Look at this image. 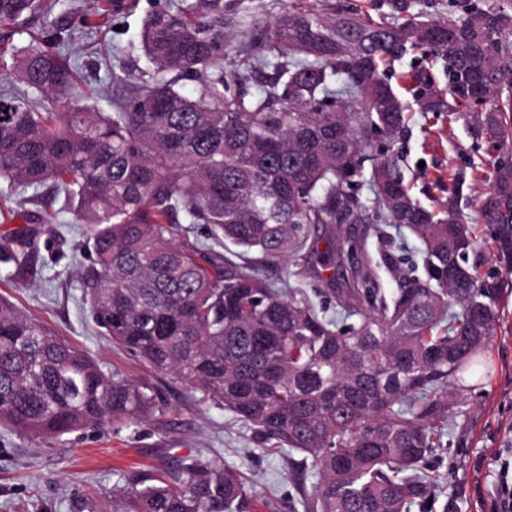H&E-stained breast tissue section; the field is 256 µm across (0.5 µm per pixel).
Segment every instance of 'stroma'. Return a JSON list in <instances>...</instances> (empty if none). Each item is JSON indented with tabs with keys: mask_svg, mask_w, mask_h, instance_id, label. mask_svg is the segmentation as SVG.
<instances>
[{
	"mask_svg": "<svg viewBox=\"0 0 512 512\" xmlns=\"http://www.w3.org/2000/svg\"><path fill=\"white\" fill-rule=\"evenodd\" d=\"M171 0H53L49 22L69 29L65 50L85 86L99 89L101 111L112 109L114 77H139L145 14ZM97 12L98 30L82 18ZM412 56L395 61L390 83L409 117L408 135L392 142L375 135L373 149L394 160L415 186L457 168L459 149L472 144L469 122H448L423 110L407 92ZM15 219L0 222V239L24 232L35 242L27 268L0 252V296L84 351L105 371L156 390L164 406L145 421L89 427L47 444L0 429V512H112L114 490L130 473L155 475L179 460L223 459L248 478L252 497L268 501V512H303V487L291 474L288 456L270 451L254 427L222 406L196 403L172 376L161 375L88 323L80 273L86 263V225L74 223L62 198L13 196ZM485 369L476 386L463 388L461 412L450 418L440 448L427 468L436 475L433 512H493L497 468L494 456L512 448V280L504 286L500 320L482 351Z\"/></svg>",
	"mask_w": 512,
	"mask_h": 512,
	"instance_id": "35a3bbf8",
	"label": "stroma"
}]
</instances>
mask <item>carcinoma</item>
Masks as SVG:
<instances>
[{
  "mask_svg": "<svg viewBox=\"0 0 512 512\" xmlns=\"http://www.w3.org/2000/svg\"><path fill=\"white\" fill-rule=\"evenodd\" d=\"M383 5L389 22L344 0L291 3L231 69L224 19H252L251 0L157 8L140 33L145 76L117 79L110 112L90 103L63 32L46 24L0 48V183L64 197L90 227L82 279L96 325L276 451L299 455L297 469L316 478L304 512H431L427 458L461 413L456 384L480 369L512 274V0H449L448 15L427 19L415 0ZM51 8L0 0V38L28 32ZM410 53L423 107L450 120L467 111L473 152L488 147L478 211L493 227L495 272L470 261L464 171L436 184L445 196L426 206L391 159L368 154L373 134L406 132L386 68ZM439 70L446 99L431 92ZM367 161L372 210L352 193ZM181 221L188 233L204 226L206 241L175 244ZM368 223L379 237L395 224L419 240L425 275L388 253L373 261L367 233L352 229ZM319 252L326 277L310 270ZM269 265L294 283L265 275ZM382 265L397 283L390 295ZM161 406L153 389L105 373L0 297L1 426L49 442L134 425ZM248 508L243 474L222 459L132 475L112 503V512Z\"/></svg>",
  "mask_w": 512,
  "mask_h": 512,
  "instance_id": "1",
  "label": "carcinoma"
}]
</instances>
